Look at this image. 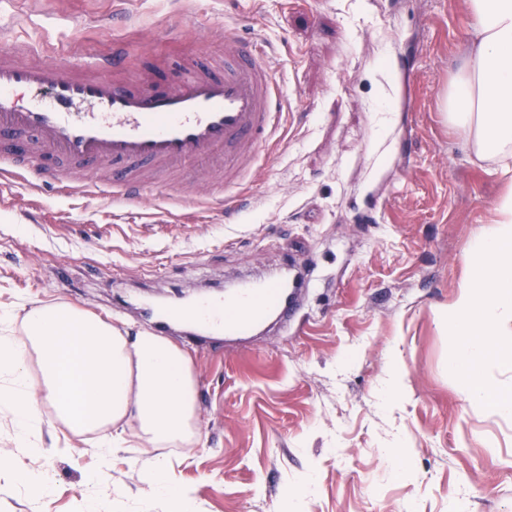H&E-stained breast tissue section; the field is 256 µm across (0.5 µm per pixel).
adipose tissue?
Here are the masks:
<instances>
[{"mask_svg": "<svg viewBox=\"0 0 512 512\" xmlns=\"http://www.w3.org/2000/svg\"><path fill=\"white\" fill-rule=\"evenodd\" d=\"M469 39L448 84V124L508 189L494 204L493 226L479 228L464 256L467 274L456 301L439 315L456 339L448 368L473 403L512 413L487 371L490 360L512 365L498 350L512 335V0H465ZM41 373L29 380L30 365ZM0 396L15 408L21 438L50 402L61 424L82 436L112 428L124 446L126 425L149 446L174 447L194 438L197 382L190 357L164 336L120 329L73 305L28 312L23 336H0ZM151 495L176 512H193L165 460L150 461Z\"/></svg>", "mask_w": 512, "mask_h": 512, "instance_id": "1", "label": "adipose tissue"}]
</instances>
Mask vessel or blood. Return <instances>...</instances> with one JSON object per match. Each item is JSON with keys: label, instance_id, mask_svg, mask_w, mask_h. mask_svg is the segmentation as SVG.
Returning <instances> with one entry per match:
<instances>
[{"label": "vessel or blood", "instance_id": "vessel-or-blood-1", "mask_svg": "<svg viewBox=\"0 0 512 512\" xmlns=\"http://www.w3.org/2000/svg\"><path fill=\"white\" fill-rule=\"evenodd\" d=\"M118 51L54 65L34 47L0 49V179L32 188L52 182L66 196L123 207L153 187L172 198L174 175L237 182L242 164L274 142L284 93L266 49L224 32L223 63L200 62L176 84L123 82ZM306 282L289 268L239 282L223 302L207 298L162 315L227 336L272 321L287 326Z\"/></svg>", "mask_w": 512, "mask_h": 512}]
</instances>
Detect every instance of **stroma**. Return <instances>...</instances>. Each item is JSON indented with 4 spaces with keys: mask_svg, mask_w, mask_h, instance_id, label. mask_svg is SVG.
Wrapping results in <instances>:
<instances>
[{
    "mask_svg": "<svg viewBox=\"0 0 512 512\" xmlns=\"http://www.w3.org/2000/svg\"><path fill=\"white\" fill-rule=\"evenodd\" d=\"M228 26L267 46L288 103L230 189L241 220L194 186L126 209L0 186V334L55 304L148 329L159 306L301 259L313 286L286 332L168 333L192 360L199 436L163 454L196 512H285L308 477L304 512H512V414L469 401L437 320L502 190L443 110L464 0H0V44L57 60L121 46L132 74L171 82L220 56ZM396 348L408 399L393 412L381 384ZM40 413L34 454L0 399V449L53 475L42 503L0 467V512H156L137 438L91 483L99 435Z\"/></svg>",
    "mask_w": 512,
    "mask_h": 512,
    "instance_id": "1",
    "label": "stroma"
}]
</instances>
